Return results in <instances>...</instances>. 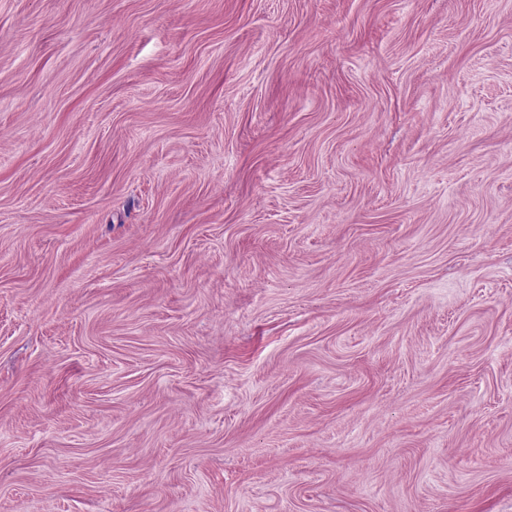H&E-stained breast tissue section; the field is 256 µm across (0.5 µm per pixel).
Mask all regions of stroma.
I'll list each match as a JSON object with an SVG mask.
<instances>
[{"label": "stroma", "instance_id": "35a3bbf8", "mask_svg": "<svg viewBox=\"0 0 512 512\" xmlns=\"http://www.w3.org/2000/svg\"><path fill=\"white\" fill-rule=\"evenodd\" d=\"M0 512H512V0H0Z\"/></svg>", "mask_w": 512, "mask_h": 512}]
</instances>
